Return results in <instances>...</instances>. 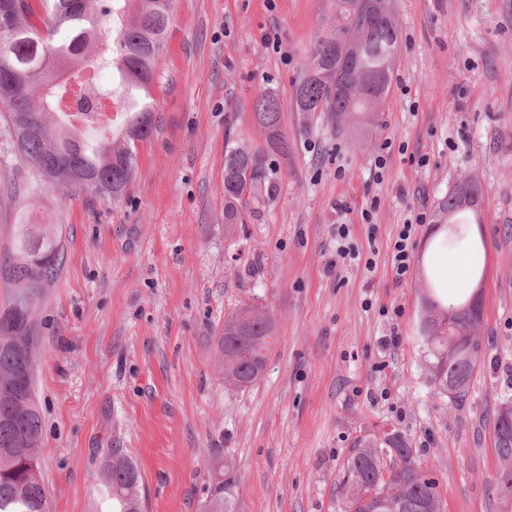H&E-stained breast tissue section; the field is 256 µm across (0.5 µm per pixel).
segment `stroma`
Wrapping results in <instances>:
<instances>
[{
    "label": "stroma",
    "instance_id": "1",
    "mask_svg": "<svg viewBox=\"0 0 512 512\" xmlns=\"http://www.w3.org/2000/svg\"><path fill=\"white\" fill-rule=\"evenodd\" d=\"M394 6L397 63L362 141L295 107L336 0H174L153 132L118 201L39 180L0 117V257L24 213L62 248L33 312L49 512H112L100 484L112 448L140 469L141 512H203L217 451L237 471L238 512H345L352 449L392 433L436 479L444 512H512L493 416L512 392V0ZM264 90L291 151L275 162L274 201L228 224L224 148L262 146ZM466 176L482 187L483 351L456 404L431 384L416 329L434 216ZM419 213L399 282L390 245ZM244 303L269 311L276 334L262 375L236 389L217 344Z\"/></svg>",
    "mask_w": 512,
    "mask_h": 512
}]
</instances>
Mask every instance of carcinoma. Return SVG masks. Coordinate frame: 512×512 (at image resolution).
I'll list each match as a JSON object with an SVG mask.
<instances>
[{"label": "carcinoma", "mask_w": 512, "mask_h": 512, "mask_svg": "<svg viewBox=\"0 0 512 512\" xmlns=\"http://www.w3.org/2000/svg\"><path fill=\"white\" fill-rule=\"evenodd\" d=\"M338 23L316 41L305 75L296 85L297 111L332 112L339 127L360 138L371 126L386 96L399 51L393 0L384 14L368 0H336ZM172 0H0V112L12 117L10 137L18 156L46 182L66 187L87 185L103 198L124 196L137 170L138 144L153 129L152 85L156 63L168 33ZM111 80L100 84V74ZM255 117L266 130V147L232 142L224 150V223H244V213L274 199L278 190L274 155L291 149L281 130L279 101L270 92L254 102ZM482 190L471 177L456 182L439 204L438 224L456 223L465 213L479 221ZM56 234L26 215L15 225L12 252L0 261V277L18 288L0 309V512H48L45 492L25 483L27 464L37 460L42 418L37 404L22 400L33 390L27 356L1 343L19 337L35 347V330L23 329L33 317L34 293L58 270ZM418 337L427 349L426 366L437 391L453 402L464 400L478 361L474 309L468 298L443 322L448 309L426 291ZM275 336L265 308L243 304L224 319L219 349L224 351V380L253 384L260 376ZM463 347L448 355L451 344ZM496 448L510 466L497 478L502 499L512 497V425L494 418ZM388 447L362 443L346 463L347 512H442L436 480L413 460L400 435ZM141 474L136 463L102 473L112 512H137ZM233 465L217 456L204 506L237 512Z\"/></svg>", "instance_id": "obj_1"}]
</instances>
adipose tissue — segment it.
<instances>
[{
  "label": "adipose tissue",
  "mask_w": 512,
  "mask_h": 512,
  "mask_svg": "<svg viewBox=\"0 0 512 512\" xmlns=\"http://www.w3.org/2000/svg\"><path fill=\"white\" fill-rule=\"evenodd\" d=\"M468 242L462 251L451 253L437 244L425 250L422 263L431 287L442 303L452 306L472 287L477 270L483 269L486 251L476 229H468Z\"/></svg>",
  "instance_id": "ef3b65f1"
}]
</instances>
